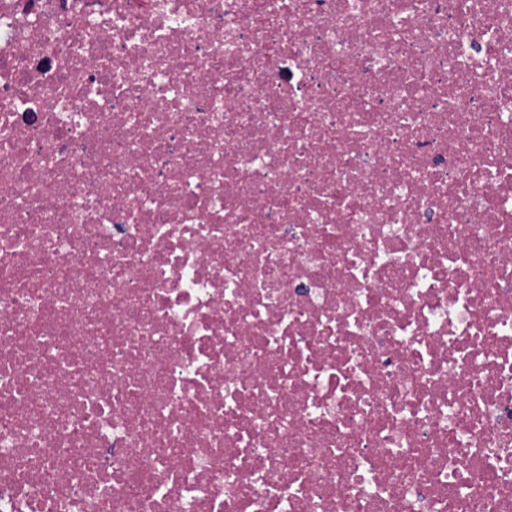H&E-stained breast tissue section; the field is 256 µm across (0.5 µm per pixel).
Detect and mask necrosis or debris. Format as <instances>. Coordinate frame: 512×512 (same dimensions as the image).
Masks as SVG:
<instances>
[{"label":"necrosis or debris","instance_id":"necrosis-or-debris-1","mask_svg":"<svg viewBox=\"0 0 512 512\" xmlns=\"http://www.w3.org/2000/svg\"><path fill=\"white\" fill-rule=\"evenodd\" d=\"M0 512H512V0H0Z\"/></svg>","mask_w":512,"mask_h":512}]
</instances>
